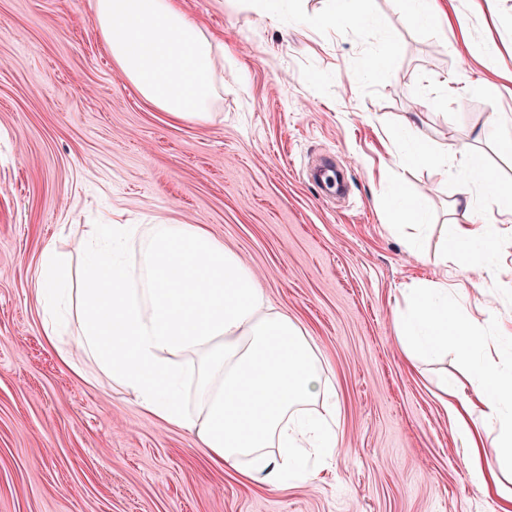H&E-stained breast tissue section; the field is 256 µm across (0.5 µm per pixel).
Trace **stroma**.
Wrapping results in <instances>:
<instances>
[{
	"instance_id": "stroma-1",
	"label": "stroma",
	"mask_w": 512,
	"mask_h": 512,
	"mask_svg": "<svg viewBox=\"0 0 512 512\" xmlns=\"http://www.w3.org/2000/svg\"><path fill=\"white\" fill-rule=\"evenodd\" d=\"M223 42L212 115L176 122L124 76L92 0H0V512H499L479 490L443 401L455 353L411 363L394 311L447 279L483 326L512 293L440 257L463 212L456 149L512 185V0H177ZM413 121L436 160L390 171ZM488 130L477 141L472 133ZM329 157L348 193L307 172ZM428 210L421 255L389 226L395 182ZM202 224L303 330L336 391L335 464L316 481L243 485L196 435L145 413L95 360L62 364L40 327L39 255L56 242L71 277L89 224Z\"/></svg>"
}]
</instances>
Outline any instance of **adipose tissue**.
<instances>
[{"label": "adipose tissue", "instance_id": "1", "mask_svg": "<svg viewBox=\"0 0 512 512\" xmlns=\"http://www.w3.org/2000/svg\"><path fill=\"white\" fill-rule=\"evenodd\" d=\"M93 9L104 44L146 99L177 121L208 118L217 96L215 40L175 0H94ZM498 241V225L455 224L449 257L469 262ZM36 288L49 344L79 311V351L144 411L193 431L202 453L242 482H307L333 460L336 410H308L334 396L309 341L287 313L271 310L253 272L201 225H89L77 284L67 281L50 243ZM456 300L447 282L420 281L407 309L395 313L397 340L413 359L455 350L466 380L444 390L473 482L512 501V322L488 337ZM484 425L498 431L491 468L481 462Z\"/></svg>", "mask_w": 512, "mask_h": 512}]
</instances>
